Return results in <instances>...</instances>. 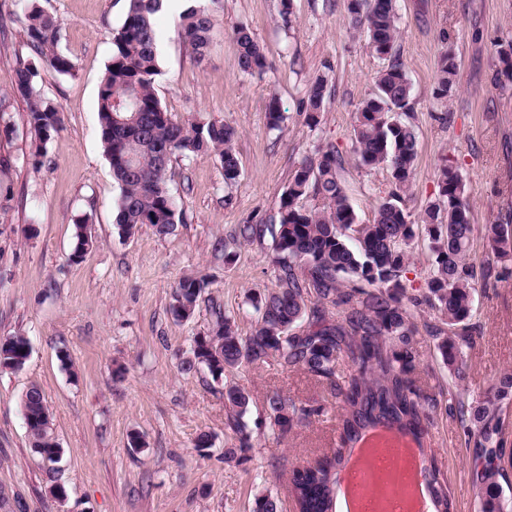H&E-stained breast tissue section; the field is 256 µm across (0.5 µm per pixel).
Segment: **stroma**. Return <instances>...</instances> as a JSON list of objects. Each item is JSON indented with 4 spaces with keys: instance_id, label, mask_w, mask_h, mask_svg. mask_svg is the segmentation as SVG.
<instances>
[{
    "instance_id": "obj_1",
    "label": "stroma",
    "mask_w": 512,
    "mask_h": 512,
    "mask_svg": "<svg viewBox=\"0 0 512 512\" xmlns=\"http://www.w3.org/2000/svg\"><path fill=\"white\" fill-rule=\"evenodd\" d=\"M37 2L59 18V46L75 69L69 76L42 73L45 95L65 115L42 167L28 162L23 101L12 102V136L0 138V150L15 159V199L0 212V340L21 334L30 344L21 370L0 372V512H252L262 493L277 498L280 512H294L289 474L335 447L339 398L300 371L246 365L217 381L205 368L185 371L181 363L216 311L232 318L240 336L253 332L251 298L275 285L273 235L282 195L292 170L318 146L339 151L356 221L372 223L393 178L388 168L360 164L353 128L384 60L350 27L345 0H292L287 17L281 0H216L213 43L199 63L180 34L181 8L166 0L154 18L157 96L173 120L198 113L233 126L241 174L229 186L216 157L174 160L169 187L183 202V224L168 235L144 224L125 237L115 224L120 189L100 143L97 96L126 0ZM397 6V56L412 85L418 137L405 208L416 217L435 200L446 157L466 184L475 228L512 223V86L492 83L496 45L512 39V0H397ZM23 22L16 0H0V93L24 50ZM242 26L266 55L262 74L240 67L234 33ZM449 49L459 70L453 96L443 100L436 95L438 63ZM324 73L327 97L312 127L302 101L308 84ZM274 98L284 115L275 130L268 123ZM82 214L91 217L94 244L77 259L73 220ZM251 221L261 225V236L236 242L238 225ZM220 239L235 252L234 262L215 252ZM200 276L206 286L194 314L175 320L179 281ZM472 321L477 332L463 354L462 386L475 398L512 372V276L477 289ZM414 345L419 386L433 393L447 387L435 340L422 332ZM63 354L68 364H61ZM33 386L45 398L62 448L52 475L23 417L22 399ZM229 386L252 398L243 453L228 424ZM275 391L325 413L273 434L265 398ZM202 433L212 443L204 454L195 446ZM430 441L456 512H477L468 475L472 450L455 412L438 411ZM55 481L65 488V502L50 494Z\"/></svg>"
}]
</instances>
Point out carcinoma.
Returning a JSON list of instances; mask_svg holds the SVG:
<instances>
[{"label":"carcinoma","mask_w":512,"mask_h":512,"mask_svg":"<svg viewBox=\"0 0 512 512\" xmlns=\"http://www.w3.org/2000/svg\"><path fill=\"white\" fill-rule=\"evenodd\" d=\"M124 21L112 36L111 51L98 89V122L103 153L120 188L116 224L131 236L142 224L162 235L183 222V212L172 195L169 172L173 159L214 155L224 169V181L240 176L234 149L235 130L222 121L191 117L178 123L161 105L155 92L159 74L157 32L153 17L164 0H127ZM352 27L363 31L370 50L388 61L377 74L373 94L362 102L354 126L355 151L361 165L384 166L391 171L394 189L377 206L371 224L356 223L333 145L320 147L306 157L291 175L279 211L273 259L275 288L253 298L258 314L252 335H238L224 313L199 341L194 359L182 369L206 366L212 376L243 364H273L284 370H300L329 384L341 397L342 414L336 447L326 456L328 467L295 469L290 492L298 512H330L333 491L344 461L370 430L388 428L410 437L423 458L427 485L435 512H454L448 477L428 446L430 428L448 396L473 444L470 469L478 495L479 512H512V482L503 465L507 438L503 413L512 404V374H504L479 398H466L452 390L429 393L417 385L420 354L413 339L419 333L415 314H437L438 322L424 324L449 375L463 379V350L473 343L471 323L477 276L500 279L512 263V224H487L481 237L496 263L476 271L468 263L475 227L465 184L451 160H444L438 175V197L420 213L418 221L403 206V195L412 186L418 140L411 122V86L396 59L397 0H346ZM212 19L201 6H191L181 17V35L203 60L211 44ZM60 20L26 4L23 43L30 57L19 58L9 76V88L26 105L27 124L34 134L31 164H42L47 143L60 131L63 112L47 99L39 79L49 69L65 76L73 64L59 48ZM242 70L263 71L265 56L250 30L235 32ZM501 68L493 82L512 83V39L497 45ZM458 61L445 52L438 68L436 94L451 96ZM328 79L318 76L308 86L304 108L308 124H319ZM14 122L11 103L0 96V133L9 136ZM13 160L0 154V211L14 200L7 181ZM314 196L320 208H308L303 200ZM89 218L76 223L78 240L74 257L93 246L87 232ZM424 229L435 255L425 288L411 292L403 280L409 266L415 228ZM204 289L201 279L186 277L175 294L171 313L189 319ZM28 340L15 335L0 346V369L15 371L25 364ZM231 427L240 435V448L249 447L244 416L250 397L230 386L224 391ZM32 446L38 449L47 472L58 463L56 442L49 427L48 408L41 390L32 387L23 399ZM269 425L281 435L295 425L323 413L308 408L279 392L266 398Z\"/></svg>","instance_id":"1"}]
</instances>
